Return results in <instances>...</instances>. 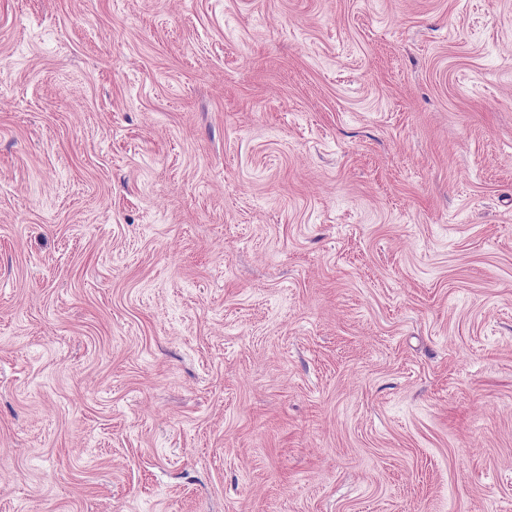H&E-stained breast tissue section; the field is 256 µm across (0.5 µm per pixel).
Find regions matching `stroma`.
I'll return each mask as SVG.
<instances>
[{"instance_id": "35a3bbf8", "label": "stroma", "mask_w": 512, "mask_h": 512, "mask_svg": "<svg viewBox=\"0 0 512 512\" xmlns=\"http://www.w3.org/2000/svg\"><path fill=\"white\" fill-rule=\"evenodd\" d=\"M0 512H512V0H0Z\"/></svg>"}]
</instances>
